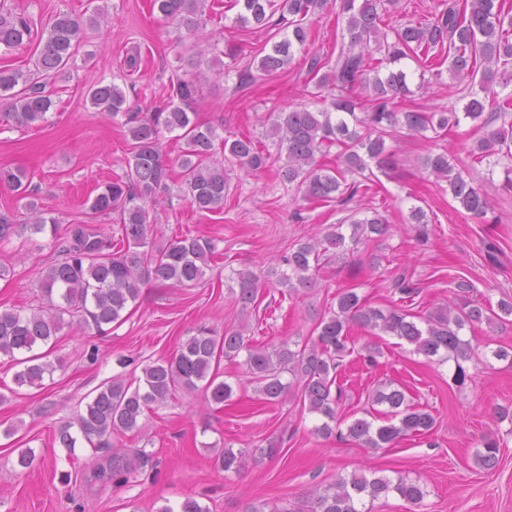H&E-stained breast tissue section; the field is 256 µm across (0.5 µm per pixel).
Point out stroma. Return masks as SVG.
Instances as JSON below:
<instances>
[{"mask_svg": "<svg viewBox=\"0 0 512 512\" xmlns=\"http://www.w3.org/2000/svg\"><path fill=\"white\" fill-rule=\"evenodd\" d=\"M8 7L33 23L34 34L49 28L59 12L86 18L95 7L106 8L110 26L88 31L77 61L68 73L49 82L53 105L36 126H17L0 103V168L22 169L28 191L39 207L60 224L93 221L86 199L98 186L122 175L130 149L123 118L108 119L92 107L87 88L95 80L118 84L133 111L154 112L173 74L191 71L192 54L182 48L185 30L153 12L150 0H6ZM234 11L214 7L206 32L220 45L238 50L240 67L260 59L275 35L272 27H235ZM343 20L337 11L324 12L310 23L311 48L333 59L338 54ZM140 47L138 72L124 69L131 47ZM449 74L431 80L428 88L399 97L401 110H434L457 105L448 92ZM197 107L199 123L220 136L262 138L269 113L288 106L313 104L314 84L303 53L288 69L272 77L240 83L237 73L226 77L205 72ZM483 134L462 122L437 140L420 136L388 141L394 165L378 173L366 198L348 203H315L284 183L277 169L245 172L227 167L229 191L219 212H199L188 200L169 192L161 195L157 232L164 238L198 236L214 240L222 257L192 288L153 282L141 287L126 321L105 336L76 328L63 329L56 343L38 345L55 371L43 387L15 388V367L0 358V512H158L163 505L197 500L207 512H304L308 490L360 470L403 474L427 487L421 504L398 494L376 500L372 512H512V423L498 421L500 408L512 409V367L504 361L469 362L472 376L465 387L452 380L453 364L427 362L410 346L390 336L372 337L353 328L350 344L374 341L382 355L376 366L356 356L343 362L344 382L339 407L342 418L361 416L370 393L384 381L405 388L410 401L427 407L436 425L432 433L407 436L393 447L374 451L352 442L312 434L315 415L296 395L270 404L262 399L241 368L221 364L233 394L222 409L208 406L201 394L177 392L166 405L148 412L140 434L123 437L124 447L145 449L150 460L128 483L117 486L98 478L109 468L111 450L63 448L57 435L84 408L90 393L114 378L141 376L146 363L172 355L200 325L216 331L243 326L264 342L304 340L342 288L356 289L372 306L398 300L394 282L406 277L417 289L410 305L424 316L455 299L452 280L470 279L479 301L512 297V190L502 171L467 164L462 151ZM448 150L464 163V174L480 185L491 201L486 218L474 219L448 193L445 182L422 168L431 152ZM422 207L429 219L427 242H417L408 224L411 207ZM373 208L389 222V233L360 246L358 253L320 269L314 288L294 297L268 272L298 240L320 234L331 224L346 222L353 211ZM50 235L16 230L0 242V264L10 272L0 279V309L27 310L42 303L38 270L53 256ZM249 270L258 277V306L237 305L236 274ZM500 441L495 467L475 460L483 437ZM276 447L277 455L227 473L213 463L216 450ZM35 454L31 467L17 466L20 450ZM70 483H61L62 475Z\"/></svg>", "mask_w": 512, "mask_h": 512, "instance_id": "obj_1", "label": "stroma"}]
</instances>
